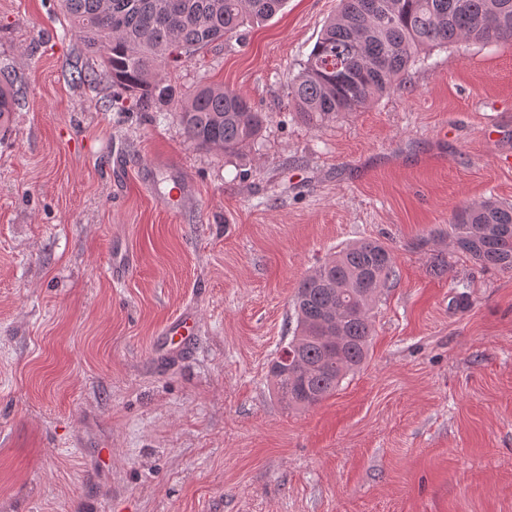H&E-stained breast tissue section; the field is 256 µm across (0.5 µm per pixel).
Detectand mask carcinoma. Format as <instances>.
Wrapping results in <instances>:
<instances>
[{"label": "carcinoma", "mask_w": 512, "mask_h": 512, "mask_svg": "<svg viewBox=\"0 0 512 512\" xmlns=\"http://www.w3.org/2000/svg\"><path fill=\"white\" fill-rule=\"evenodd\" d=\"M62 0L74 35L140 110L164 103L177 113L187 139L202 150L235 154L255 142L266 119L234 90L201 84L177 98L165 86L166 66L279 12L285 0ZM512 41V0H339L306 62L288 83V98L308 125L320 127L367 107L430 48ZM16 99L0 72V127ZM457 250L485 267L512 271V203L489 198L461 206L448 219ZM395 276L393 251L365 239L346 246L300 283L297 325L286 348L308 367L298 378L274 383L288 407L308 408L330 396L367 360L374 333L372 304ZM336 309L345 343L324 339V312Z\"/></svg>", "instance_id": "1"}]
</instances>
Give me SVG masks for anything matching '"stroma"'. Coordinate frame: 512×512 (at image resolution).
Returning <instances> with one entry per match:
<instances>
[{
  "mask_svg": "<svg viewBox=\"0 0 512 512\" xmlns=\"http://www.w3.org/2000/svg\"><path fill=\"white\" fill-rule=\"evenodd\" d=\"M337 7L287 0L168 67L179 96L205 81L264 112L227 155L80 81L100 61L61 0H0V512H512V271L448 233L457 207L512 202V43L433 48L313 127L287 84ZM363 239L396 262L370 356L284 409L269 369L299 283ZM187 307L201 342L166 361ZM16 99L11 89V81L8 73L0 72V127L9 120L11 112L15 111Z\"/></svg>",
  "mask_w": 512,
  "mask_h": 512,
  "instance_id": "35a3bbf8",
  "label": "stroma"
}]
</instances>
